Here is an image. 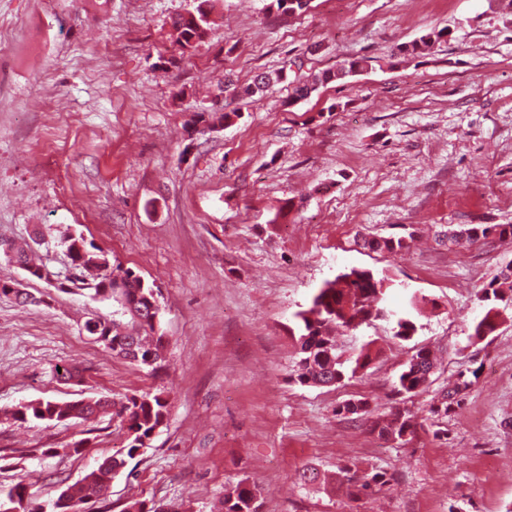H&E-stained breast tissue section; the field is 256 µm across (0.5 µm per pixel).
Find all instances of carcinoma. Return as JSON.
Masks as SVG:
<instances>
[{
    "mask_svg": "<svg viewBox=\"0 0 512 512\" xmlns=\"http://www.w3.org/2000/svg\"><path fill=\"white\" fill-rule=\"evenodd\" d=\"M208 0H200L197 13H189L174 19L171 28L175 32L174 40L185 52L196 49L207 38L213 21L209 11L204 9ZM277 10L284 14H296L307 11L310 0H272ZM446 29L432 31L421 36L405 48L410 55L421 54L431 46L448 38ZM361 65V60H346L336 66V70L325 71L322 76L310 84L294 89L296 96L304 98L316 90L317 83H326L333 79L343 80L348 77L352 68ZM283 73H261L254 83L245 88L244 93L253 96L267 90L272 84L280 82ZM490 237L498 239L512 238V224H457L448 226L441 244L459 245L473 244ZM13 252L19 260L31 267L40 263L32 254L28 243L10 242ZM361 247L369 251L402 252L409 248L407 237H371L362 240ZM74 260L78 262L80 271L96 280L106 288L114 282V277L123 273L131 278L128 286L112 293H121L124 304L121 314L128 320L114 319L109 322L112 340L131 342L141 353V359L134 365L151 371H157L148 357H159L166 344V336L162 330L155 328L154 317L160 316V310L149 312V300L153 298L154 284L141 283V276L130 268L114 263L100 247L92 241H82V249L76 252ZM390 288L388 277L379 276L368 269L351 268L327 281L313 295L310 304L294 314V327L290 328L291 337L295 341L297 356L293 381L301 386H332L368 368L372 361L369 346H363L351 358H343L336 345V332H354L364 325L377 319H386L392 324L393 336L407 341L417 332V325L412 311L417 309V298L411 297L408 311L393 312L386 303V292ZM480 301L483 302V315L474 320L471 336L482 340L492 335L497 328L498 319L503 312L512 306V264L501 270L498 278L489 282L482 290ZM436 369V361L432 352L424 347L416 350L398 377L397 392L413 394L425 390L432 383ZM470 382L459 374V379L448 384V389L441 391L438 400L431 407L433 417L440 421L448 418V410L460 402V395L467 390ZM168 413V400L160 393H145L130 396L117 405L112 400L100 398L82 399L68 404H61L51 399H41L22 404L12 413V419L19 425L33 421L61 422L64 420L87 421L116 414L122 417L127 430L148 434L158 423L160 416ZM414 427L412 417L405 411L392 410L384 418H377L372 429L379 435L401 439ZM140 455L138 448L126 443L112 455L98 462L76 482L67 485L61 494L78 502L88 494L97 496L105 491L112 478L121 473L128 462ZM339 485L345 488L350 496H358L374 491L385 484V474L365 470L360 475H343L336 478ZM23 483H17L7 493H0V512L17 506L20 512H44L42 505L32 499L26 503L15 504L13 496H21ZM260 490L245 481L225 489L222 501L224 512H254L252 501Z\"/></svg>",
    "mask_w": 512,
    "mask_h": 512,
    "instance_id": "carcinoma-1",
    "label": "carcinoma"
}]
</instances>
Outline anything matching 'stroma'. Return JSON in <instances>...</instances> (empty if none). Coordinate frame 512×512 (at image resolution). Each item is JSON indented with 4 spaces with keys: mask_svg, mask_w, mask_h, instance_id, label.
Returning a JSON list of instances; mask_svg holds the SVG:
<instances>
[{
    "mask_svg": "<svg viewBox=\"0 0 512 512\" xmlns=\"http://www.w3.org/2000/svg\"><path fill=\"white\" fill-rule=\"evenodd\" d=\"M268 3L212 0L215 24L188 55L170 19L197 0H0V28H12L0 42V235L83 234L158 286L168 340L167 368L148 374L82 329L112 301L0 255V279L43 299L0 294V488L23 482L49 503L125 439L116 419L21 428L7 410L152 392L170 403L165 425L86 512L133 499L217 512L243 479L261 488V512H512V310L492 336L470 337L512 239L435 241L451 224H512V0H312L292 16ZM444 27L447 41L404 55ZM352 58L360 72L294 97L293 81ZM261 71L286 79L255 99L219 90ZM219 105L238 118L194 124ZM406 234L399 253L359 245ZM351 267L389 277L394 304L423 297L418 330L402 341L378 320L340 336L346 356L374 343L370 368L331 388L296 384L291 317ZM421 347L441 357L432 383L396 396ZM58 366L79 380L57 379ZM473 369L434 425V398ZM357 400L366 415L340 414ZM397 406L413 434L372 432ZM79 439L89 446L76 454ZM346 467L388 482L349 497L333 482Z\"/></svg>",
    "mask_w": 512,
    "mask_h": 512,
    "instance_id": "1",
    "label": "stroma"
}]
</instances>
